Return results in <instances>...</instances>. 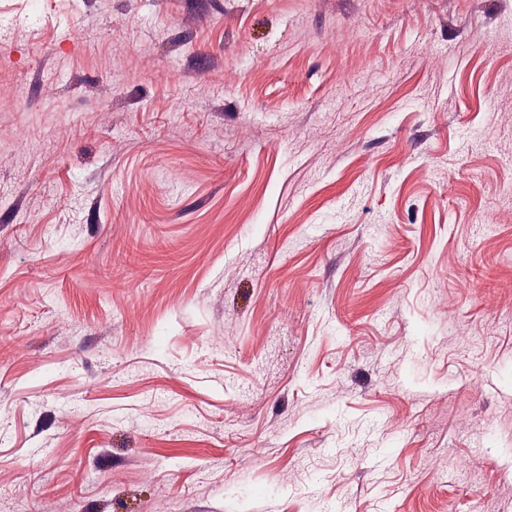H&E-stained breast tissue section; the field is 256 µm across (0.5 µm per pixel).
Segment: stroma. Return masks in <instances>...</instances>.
Segmentation results:
<instances>
[{"instance_id": "stroma-1", "label": "stroma", "mask_w": 512, "mask_h": 512, "mask_svg": "<svg viewBox=\"0 0 512 512\" xmlns=\"http://www.w3.org/2000/svg\"><path fill=\"white\" fill-rule=\"evenodd\" d=\"M0 512H512V0H0Z\"/></svg>"}]
</instances>
